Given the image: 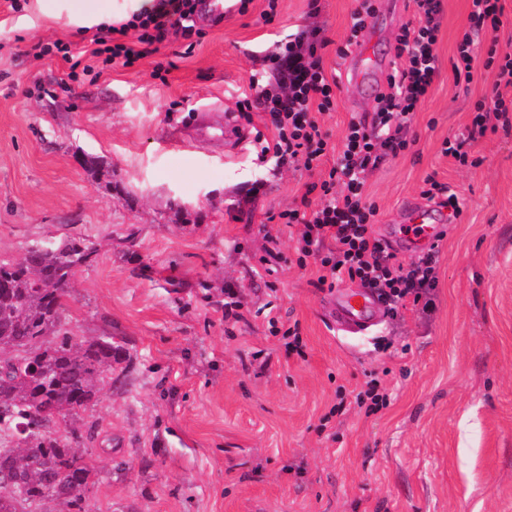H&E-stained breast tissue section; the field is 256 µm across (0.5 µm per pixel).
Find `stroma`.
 <instances>
[{
  "label": "stroma",
  "mask_w": 512,
  "mask_h": 512,
  "mask_svg": "<svg viewBox=\"0 0 512 512\" xmlns=\"http://www.w3.org/2000/svg\"><path fill=\"white\" fill-rule=\"evenodd\" d=\"M334 111L317 120L340 144L373 97L352 88L336 54L356 0H320ZM361 40L399 66L413 0H375ZM267 0L201 38L170 37L133 66L73 81L35 59L60 40L90 49L93 30L0 0V260L36 240L79 236L99 247L66 312L76 341L111 337L126 352L75 421L98 472L86 512H512V131L486 133L479 166L443 143L466 134L493 71L456 81L453 57L470 0H443L439 71L414 122L416 141L367 182L387 239L427 175L462 213L435 249L430 312L407 305L364 336L336 327L334 292L298 267L297 227L267 223L300 206L309 172L258 160L239 111L276 40L309 26L310 0ZM222 101L240 137L206 139L200 104ZM242 302L224 316V288ZM298 326L299 349L270 320ZM377 384L386 408L356 396Z\"/></svg>",
  "instance_id": "1"
}]
</instances>
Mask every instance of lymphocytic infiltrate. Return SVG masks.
Masks as SVG:
<instances>
[{
  "label": "lymphocytic infiltrate",
  "instance_id": "lymphocytic-infiltrate-1",
  "mask_svg": "<svg viewBox=\"0 0 512 512\" xmlns=\"http://www.w3.org/2000/svg\"><path fill=\"white\" fill-rule=\"evenodd\" d=\"M417 24H404L396 37L395 56L403 67L387 77L385 92L377 98L374 112L352 116L343 135V145L332 165L328 135L316 113L336 108L339 83L325 68L322 51L327 45L318 22V0H311L312 25L277 41L266 55V72L252 74L244 94V112L257 113L270 123L273 134L256 132L258 158H275L278 166L306 171L321 170L318 181L309 183L301 208L279 212L280 223L299 225L296 263L315 262L318 286L335 287L346 279L378 289L391 311H398L407 298L422 301L437 286L431 256L406 264L396 252L372 234L378 209L366 185L370 175L387 158L398 156L412 144L415 114L425 101L438 74V34L441 0H414ZM199 0H156L151 12L135 13L117 24H102L90 51L95 63L134 65L153 54L156 44L175 34L189 40L197 31L191 20ZM504 12L501 0H472L468 29L456 47L455 76L472 78L475 64L495 71L491 91L475 105L467 138L446 143L443 152L459 165L469 163L471 149L487 131L512 128V51L490 44L479 54L482 33L498 32ZM94 63V64H95ZM317 201H310V194Z\"/></svg>",
  "mask_w": 512,
  "mask_h": 512
}]
</instances>
